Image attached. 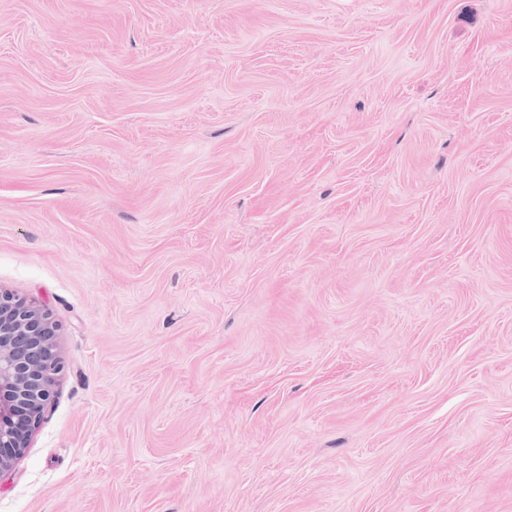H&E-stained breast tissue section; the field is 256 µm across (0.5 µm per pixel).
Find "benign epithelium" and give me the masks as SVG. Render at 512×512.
Wrapping results in <instances>:
<instances>
[{"mask_svg": "<svg viewBox=\"0 0 512 512\" xmlns=\"http://www.w3.org/2000/svg\"><path fill=\"white\" fill-rule=\"evenodd\" d=\"M58 331L46 304L0 289V478L23 456L55 396Z\"/></svg>", "mask_w": 512, "mask_h": 512, "instance_id": "1", "label": "benign epithelium"}]
</instances>
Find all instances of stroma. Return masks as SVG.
<instances>
[{
    "label": "stroma",
    "instance_id": "35a3bbf8",
    "mask_svg": "<svg viewBox=\"0 0 512 512\" xmlns=\"http://www.w3.org/2000/svg\"><path fill=\"white\" fill-rule=\"evenodd\" d=\"M0 287V512H512V0H0ZM59 325L46 304L0 289V480L29 447L55 396Z\"/></svg>",
    "mask_w": 512,
    "mask_h": 512
}]
</instances>
